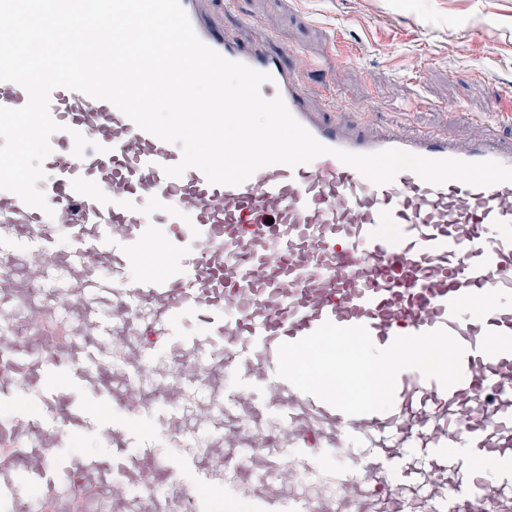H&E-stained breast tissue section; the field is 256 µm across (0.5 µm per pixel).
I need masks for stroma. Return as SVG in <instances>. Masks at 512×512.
Here are the masks:
<instances>
[{"instance_id": "1", "label": "stroma", "mask_w": 512, "mask_h": 512, "mask_svg": "<svg viewBox=\"0 0 512 512\" xmlns=\"http://www.w3.org/2000/svg\"><path fill=\"white\" fill-rule=\"evenodd\" d=\"M205 9L307 87L335 93V105L311 101L330 123L466 142L500 108V132L512 137V0H205Z\"/></svg>"}]
</instances>
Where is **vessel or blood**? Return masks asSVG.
I'll list each match as a JSON object with an SVG mask.
<instances>
[{"label":"vessel or blood","instance_id":"b4317fda","mask_svg":"<svg viewBox=\"0 0 512 512\" xmlns=\"http://www.w3.org/2000/svg\"><path fill=\"white\" fill-rule=\"evenodd\" d=\"M180 3L205 44L269 74L262 96L329 152L237 186L196 168L170 178V143L110 102L51 93L48 210L0 191V512H88L103 494L110 512H512V182L433 186L404 170L377 186L334 155L512 166V138L327 123L279 58L225 36L202 0ZM27 100L0 82V107ZM326 321L365 326L379 348L445 329L463 378L446 389L406 369L389 410L345 415L277 374L279 345ZM185 404L196 431L177 418ZM269 416L277 431L261 428ZM84 432L111 456L70 451ZM164 436L190 455L161 454ZM472 457L494 466L468 470ZM300 480L334 491L300 494Z\"/></svg>","mask_w":512,"mask_h":512}]
</instances>
